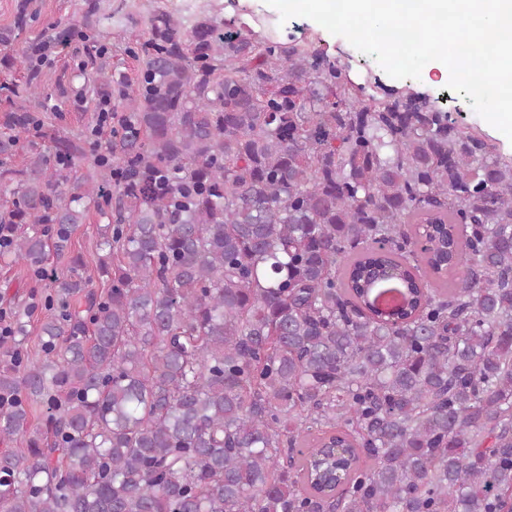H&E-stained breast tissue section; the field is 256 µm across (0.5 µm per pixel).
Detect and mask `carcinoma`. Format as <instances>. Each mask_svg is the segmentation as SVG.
<instances>
[{"label":"carcinoma","instance_id":"obj_1","mask_svg":"<svg viewBox=\"0 0 512 512\" xmlns=\"http://www.w3.org/2000/svg\"><path fill=\"white\" fill-rule=\"evenodd\" d=\"M139 52L112 165L29 144L37 85L0 126L1 263L114 200L108 287L0 338V512H512V160L215 14Z\"/></svg>","mask_w":512,"mask_h":512}]
</instances>
